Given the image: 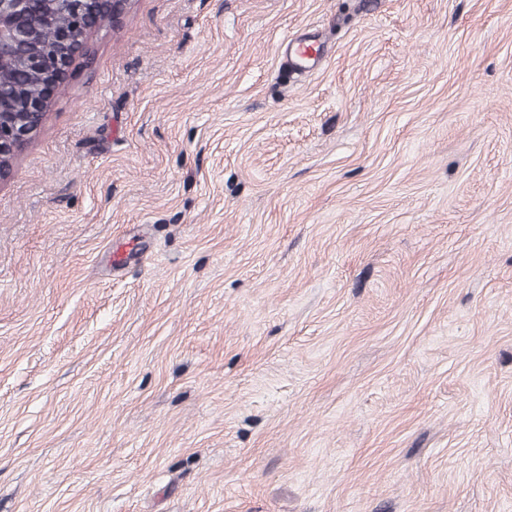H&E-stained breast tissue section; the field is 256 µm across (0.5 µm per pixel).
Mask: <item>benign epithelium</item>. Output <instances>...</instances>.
<instances>
[{"instance_id": "1", "label": "benign epithelium", "mask_w": 512, "mask_h": 512, "mask_svg": "<svg viewBox=\"0 0 512 512\" xmlns=\"http://www.w3.org/2000/svg\"><path fill=\"white\" fill-rule=\"evenodd\" d=\"M67 3L69 21H57V5ZM131 0H0V73L26 68L36 91L21 112L0 104V180L47 116L53 94L70 71L90 55L89 39L105 19L117 21Z\"/></svg>"}]
</instances>
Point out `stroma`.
Masks as SVG:
<instances>
[{"label":"stroma","mask_w":512,"mask_h":512,"mask_svg":"<svg viewBox=\"0 0 512 512\" xmlns=\"http://www.w3.org/2000/svg\"><path fill=\"white\" fill-rule=\"evenodd\" d=\"M90 49L0 181V512H512V0ZM321 49L306 39H294L287 43V64L301 71H310L318 66Z\"/></svg>","instance_id":"stroma-1"}]
</instances>
